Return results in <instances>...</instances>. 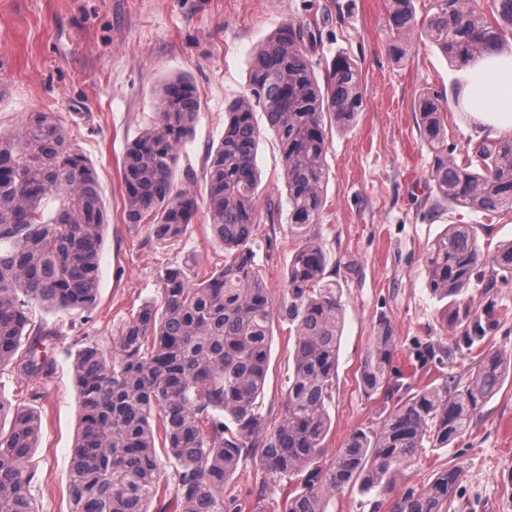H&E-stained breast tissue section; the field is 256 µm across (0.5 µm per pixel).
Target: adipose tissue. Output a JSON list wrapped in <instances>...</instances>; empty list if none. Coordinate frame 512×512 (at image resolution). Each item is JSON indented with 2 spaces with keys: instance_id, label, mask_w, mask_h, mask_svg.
<instances>
[{
  "instance_id": "1",
  "label": "adipose tissue",
  "mask_w": 512,
  "mask_h": 512,
  "mask_svg": "<svg viewBox=\"0 0 512 512\" xmlns=\"http://www.w3.org/2000/svg\"><path fill=\"white\" fill-rule=\"evenodd\" d=\"M464 117L478 137L512 136V53L495 50L470 66Z\"/></svg>"
}]
</instances>
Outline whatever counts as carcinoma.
I'll return each instance as SVG.
<instances>
[{
  "mask_svg": "<svg viewBox=\"0 0 512 512\" xmlns=\"http://www.w3.org/2000/svg\"><path fill=\"white\" fill-rule=\"evenodd\" d=\"M413 0H388L389 52L403 58L417 41ZM425 37L450 62H474L512 29V0H434ZM307 27L288 23L254 53L247 93L225 108L224 136L207 154L204 214L224 245V266L200 274L166 266L157 294L103 345L90 341L73 363L82 410L73 448L71 512H226L225 487L239 465L258 464L250 512H327L336 493L357 486L389 495L421 455L446 448L473 424L478 405L512 376V353L493 351L462 386L443 382L408 394L381 426L355 431L328 453L336 389L342 290L318 241L327 181L328 128L362 107L359 70L345 54L316 74L303 52ZM266 113L281 149L294 250L286 292L274 301L255 250L259 179L256 154ZM439 95L419 96V119L433 164L428 182L444 203L512 211V137L483 140L462 162L448 151ZM198 99L184 78L160 89L150 126L128 143L122 169L124 219L151 238L177 241L197 216V197L175 186L180 153L193 135ZM108 215L98 175L54 112H36L0 134V368L29 379L49 361L38 347L54 331L37 329L25 352L29 307L91 311ZM512 277V241L489 256L468 224H451L429 247L432 295L454 308L451 324L475 342L479 316L467 296L479 268ZM293 332L292 369L280 414L263 409L275 319ZM397 343L379 325L361 363L368 398L393 393ZM0 512H37L29 487L41 432L38 413L0 401ZM298 482L269 508L276 488ZM458 472L439 469L419 490L397 496L391 512H448ZM167 501L152 510L159 496ZM231 512H242L230 498Z\"/></svg>",
  "mask_w": 512,
  "mask_h": 512,
  "instance_id": "carcinoma-1",
  "label": "carcinoma"
}]
</instances>
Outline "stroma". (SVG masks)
I'll list each match as a JSON object with an SVG mask.
<instances>
[{"label": "stroma", "mask_w": 512, "mask_h": 512, "mask_svg": "<svg viewBox=\"0 0 512 512\" xmlns=\"http://www.w3.org/2000/svg\"><path fill=\"white\" fill-rule=\"evenodd\" d=\"M314 23L303 51L317 73L338 54L359 67L363 106L351 126L329 132L328 182L320 241L342 288L344 326L329 450L359 429L378 427L397 396L365 397L358 368L380 321L397 343L393 366L412 389L466 382L482 354L512 352V279L482 268L469 290L485 320L480 345L451 328L446 304L427 284L428 246L451 224L471 225L487 252L512 240V212L488 213L437 201L427 182L432 155L420 135L421 92L453 97L464 70L428 41L399 60L388 51L386 0H0V133L11 135L36 112H55L95 166L109 227L101 246L98 305L92 312L32 305L34 327L50 330V368L31 381L0 371V401L34 407L42 421L30 493L37 512H70L68 473L81 408L72 364L87 341H105L155 296L160 270L189 262L210 272L224 247L203 217L177 241L158 244L146 225L122 220L120 169L128 143L152 120L159 86L194 84L199 112L175 172L178 186L204 197L207 153L224 134V108L247 90L253 52L283 23ZM256 155L259 206L273 208L257 239L269 293L281 298L294 249L279 143L264 112ZM293 340L287 321L273 325L264 406L279 414ZM459 471L448 512H512V379L480 406L471 429L421 456L398 491L418 489L436 470Z\"/></svg>", "instance_id": "obj_1"}]
</instances>
